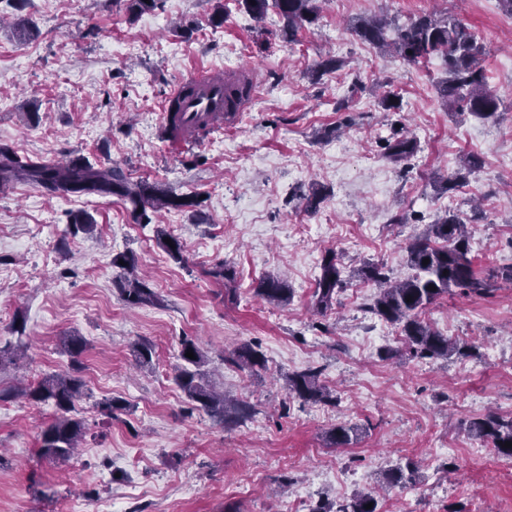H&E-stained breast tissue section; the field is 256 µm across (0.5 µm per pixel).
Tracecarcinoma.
<instances>
[{
    "instance_id": "carcinoma-1",
    "label": "carcinoma",
    "mask_w": 512,
    "mask_h": 512,
    "mask_svg": "<svg viewBox=\"0 0 512 512\" xmlns=\"http://www.w3.org/2000/svg\"><path fill=\"white\" fill-rule=\"evenodd\" d=\"M247 13L256 19L274 10L283 20V34L290 39L295 32L318 18L317 0H237ZM381 19L364 20L354 29L362 41L376 47L393 46L396 53L408 63H418L434 55L442 57L448 77L438 88V95L451 101L462 111L483 120L497 118L499 98L488 86L485 72L480 65L484 49L476 33L448 16L439 21L431 15H419L394 29V37H388L391 29ZM387 156L395 162L409 160L418 150V143L406 136L397 137L386 145ZM15 180L32 182L51 197H67L82 191L97 196L117 195L126 201L140 224L152 223L159 212L169 209L200 206L195 195H173L145 180L133 181L118 165L95 168L77 159L66 164L52 163L20 155L8 147H0V186ZM172 240L167 244L166 240ZM159 240L165 252L176 261L184 260L183 242L170 234L160 233ZM470 235L467 224L453 211L447 210L428 231L408 246V262L415 274L392 283L379 266H366L360 270L363 278L374 282L380 292L370 304L369 310L399 330L400 348H388L384 357L407 353L413 357L433 358L478 356L477 347L453 342L421 320L420 314L440 296L459 291L465 296L491 295L498 281L512 282V265L490 267L478 273L470 257ZM428 263H422V260ZM124 264H119V261ZM138 260L132 254L118 253L112 257V266L127 272L119 276L117 286L123 300L131 306L153 304L157 296L152 288L135 275ZM207 275L224 285L236 279L234 269L224 263L215 264ZM345 282L344 268L336 253L328 252L322 258L320 275L312 295V306L319 313L331 310ZM256 294L273 304H286L291 289L273 277L260 280ZM192 351L194 358L186 357ZM180 358L184 364L175 370L173 380L184 392L193 408L206 412L214 421L224 423L226 410L224 395L206 381L204 355L190 340L182 341ZM224 361L239 367H262V353L249 344L236 348ZM321 372L310 368L288 378L289 394L304 403H330L333 391L320 381ZM85 383L73 374H52L43 377L21 391L32 404H53L56 415L39 434V453L58 463L68 461L84 434L82 422L72 416L75 401L83 392ZM468 431L486 444L499 457H512V414L509 416L489 413L469 421ZM371 508H366L367 504ZM378 501L369 492H360L349 499L336 502L334 512H377Z\"/></svg>"
}]
</instances>
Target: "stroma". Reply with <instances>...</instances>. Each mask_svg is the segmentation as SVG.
I'll return each instance as SVG.
<instances>
[{
	"instance_id": "35a3bbf8",
	"label": "stroma",
	"mask_w": 512,
	"mask_h": 512,
	"mask_svg": "<svg viewBox=\"0 0 512 512\" xmlns=\"http://www.w3.org/2000/svg\"><path fill=\"white\" fill-rule=\"evenodd\" d=\"M316 24L296 41L275 11L251 18L236 0H161L130 17L124 0H0V144L62 163L121 166L199 210H165L137 223L120 197L51 198L20 181L0 190V350L27 355L0 371V390L36 383L77 365L85 393L74 415L85 426L75 458L38 453L55 410L0 401V512H314L374 487L396 466L417 467L379 512H512V469L479 451L468 422L512 413V284L489 297L455 293L425 313L442 335L477 345L475 358L382 359L394 329L368 313L376 287L357 275L383 264L411 276L406 247L444 210L470 224L475 269L512 264V18L499 0H319ZM224 22L214 25L215 13ZM449 14L486 49L488 84L506 110L484 121L444 103L442 60L414 65L360 41V20L398 24ZM343 58L319 76L317 62ZM251 65L261 106L194 147L173 146L161 105L196 66ZM394 93L398 109L381 104ZM409 135L417 153L394 163L387 140ZM484 160L463 187L445 181L469 155ZM323 189L317 211L305 195ZM93 233H71L77 219ZM186 245L171 259L157 233ZM347 282L327 314L311 307L325 253ZM134 253L158 301L130 306L115 285L114 255ZM236 271V300L207 274ZM273 276L288 304L256 297ZM80 336L79 360L64 351ZM206 357L210 382L246 405L216 424L173 381L182 338ZM150 342L152 367L134 346ZM258 345L266 363L226 364L225 353ZM308 368L336 391L332 405L290 396L289 375ZM113 399L114 417L99 402ZM353 430L330 444L331 428Z\"/></svg>"
}]
</instances>
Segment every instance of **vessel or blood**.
I'll return each instance as SVG.
<instances>
[{
    "label": "vessel or blood",
    "mask_w": 512,
    "mask_h": 512,
    "mask_svg": "<svg viewBox=\"0 0 512 512\" xmlns=\"http://www.w3.org/2000/svg\"><path fill=\"white\" fill-rule=\"evenodd\" d=\"M251 81L250 74L235 76L219 67L191 71L168 94L178 102L177 120L167 128L170 142L178 147L191 146L205 131L236 122L250 99L234 96L233 91Z\"/></svg>",
    "instance_id": "obj_1"
}]
</instances>
